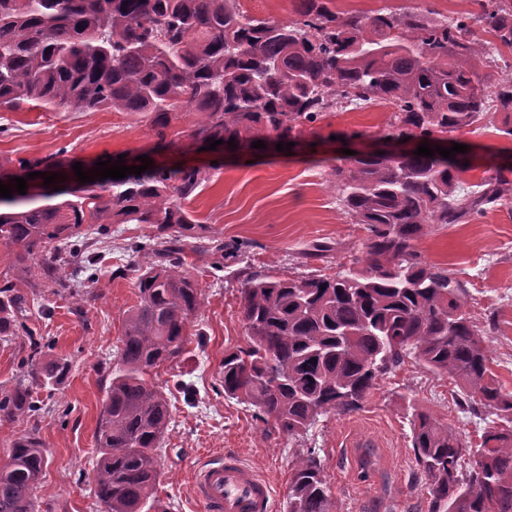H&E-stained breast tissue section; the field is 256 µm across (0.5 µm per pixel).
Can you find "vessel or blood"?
<instances>
[{
    "instance_id": "b4317fda",
    "label": "vessel or blood",
    "mask_w": 512,
    "mask_h": 512,
    "mask_svg": "<svg viewBox=\"0 0 512 512\" xmlns=\"http://www.w3.org/2000/svg\"><path fill=\"white\" fill-rule=\"evenodd\" d=\"M193 494L203 512H271V484L236 453L200 460L193 472Z\"/></svg>"
}]
</instances>
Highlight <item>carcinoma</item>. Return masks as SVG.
<instances>
[{
    "instance_id": "cac0c4a2",
    "label": "carcinoma",
    "mask_w": 512,
    "mask_h": 512,
    "mask_svg": "<svg viewBox=\"0 0 512 512\" xmlns=\"http://www.w3.org/2000/svg\"><path fill=\"white\" fill-rule=\"evenodd\" d=\"M238 0H0V108L28 103L52 112L148 113L153 165L139 176L81 183L56 156L0 161V182L30 172L67 176L59 191L0 197V245L16 279L0 281V340L25 332L26 300L16 282L38 272L51 292L72 291L94 256L78 249L83 225L97 234L112 224H147L134 242L137 304L124 312L125 333L97 430L95 495L104 512H142L158 480L156 452L169 426L150 370L183 351L203 293L185 254L221 260L243 247L203 241L185 208L205 181L202 170L160 158L167 130L185 114L191 136L216 151L255 141L301 144L300 132L349 106L392 108L383 139L434 147L440 134L470 127L490 109L505 113L512 138V76L488 86L480 77L499 47L512 49V0H473L448 22L433 11L383 8L341 13L331 0H297L287 21L248 17ZM489 38H483V35ZM445 159L354 156L332 168L344 212L368 231L361 250L333 276L271 279L251 273L242 284L247 347L224 354V396L294 437L328 413L359 409L376 381L411 356L460 384L462 405L497 416L477 449L460 431L413 409L412 445L432 512H512V392L499 384L483 332L467 309L465 289L448 269L427 262L417 242L436 224H462L512 194V164L501 162L478 192L457 190L473 166ZM20 380L0 393V420L31 411ZM476 466L462 471L469 454ZM45 450L20 439L0 465V512H34ZM331 491L309 453L294 465L288 512H330Z\"/></svg>"
}]
</instances>
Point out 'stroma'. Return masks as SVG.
Wrapping results in <instances>:
<instances>
[{
  "label": "stroma",
  "mask_w": 512,
  "mask_h": 512,
  "mask_svg": "<svg viewBox=\"0 0 512 512\" xmlns=\"http://www.w3.org/2000/svg\"><path fill=\"white\" fill-rule=\"evenodd\" d=\"M335 6L344 12L429 7L435 19L450 20L467 9L468 0H335ZM390 115L386 106L351 107L330 122L333 130L374 138ZM189 131L188 118L172 122L168 136L178 147L167 156L172 165L191 164L206 174L187 208L208 234L244 243L247 252L243 262L220 271L212 268L211 256L186 257L203 303L183 354L152 373L170 410L157 455V498L168 512H201L192 495L193 468L199 458L222 450L241 454L264 476L274 491L273 512H286L294 463L311 452L330 487L333 512H430L431 496L412 448L413 409L455 426L475 447L493 421L488 413L473 416L461 409V391L447 374L405 358L378 379L360 409L319 416L296 437L225 397L220 379L225 351L247 341L240 305L247 274L332 275L345 256L361 249L367 231L344 213L327 165L340 157L344 142L327 140L302 153L271 152L247 161L229 157L214 170L209 152L193 145ZM457 137L477 155L475 168L461 178L468 188L486 177L495 153L512 151V140L487 119ZM153 141L149 120L126 112L0 109V159L47 157L65 146L90 164L106 152H143ZM150 233L145 224H118L110 236H92L91 250L100 261L95 281L83 286V301L24 289L27 334L0 341V391L25 379L36 404L26 417L0 421V463L14 440L32 435L41 441L46 465L36 512H103L94 482L97 422L124 335V313L138 301L127 248ZM316 244L329 246L325 259L308 258ZM417 247L465 288L468 309L487 338L491 367L512 392V200L464 224L434 225ZM62 358L70 368L61 381L51 385L34 377V370ZM367 448L373 457L366 474L361 456Z\"/></svg>",
  "instance_id": "stroma-1"
}]
</instances>
